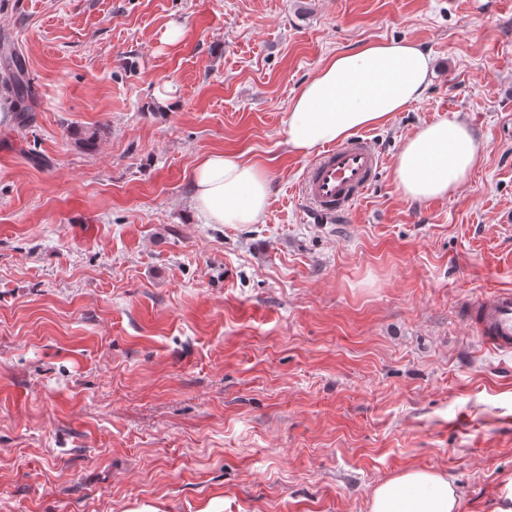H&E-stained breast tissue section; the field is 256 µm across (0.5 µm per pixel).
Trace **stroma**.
<instances>
[{
  "label": "stroma",
  "mask_w": 512,
  "mask_h": 512,
  "mask_svg": "<svg viewBox=\"0 0 512 512\" xmlns=\"http://www.w3.org/2000/svg\"><path fill=\"white\" fill-rule=\"evenodd\" d=\"M1 34L31 95L0 125V512H368L413 467L458 512L512 501V351L460 315L512 290V0H0ZM392 40L431 81L367 130L350 221L314 223L290 103ZM453 115L478 166L404 198V139ZM223 150L265 167L261 223L192 214Z\"/></svg>",
  "instance_id": "1"
}]
</instances>
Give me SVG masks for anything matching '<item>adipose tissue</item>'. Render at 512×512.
I'll use <instances>...</instances> for the list:
<instances>
[{"instance_id": "ef3b65f1", "label": "adipose tissue", "mask_w": 512, "mask_h": 512, "mask_svg": "<svg viewBox=\"0 0 512 512\" xmlns=\"http://www.w3.org/2000/svg\"><path fill=\"white\" fill-rule=\"evenodd\" d=\"M430 57L409 41L373 42L329 57L293 99L286 143L301 155L383 126L423 94ZM483 151L466 122L444 117L407 137L393 168L397 191L429 201L456 192ZM270 183L264 168L225 151L195 168L193 207L209 224H256L267 209ZM458 494L447 477L409 468L376 486L369 512H457Z\"/></svg>"}]
</instances>
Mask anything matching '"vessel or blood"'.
Wrapping results in <instances>:
<instances>
[{
	"label": "vessel or blood",
	"instance_id": "vessel-or-blood-1",
	"mask_svg": "<svg viewBox=\"0 0 512 512\" xmlns=\"http://www.w3.org/2000/svg\"><path fill=\"white\" fill-rule=\"evenodd\" d=\"M384 163L370 139L359 137L325 149L304 175L300 192L305 212L319 224L348 221ZM480 342L495 350L512 348V292L467 300Z\"/></svg>",
	"mask_w": 512,
	"mask_h": 512
}]
</instances>
